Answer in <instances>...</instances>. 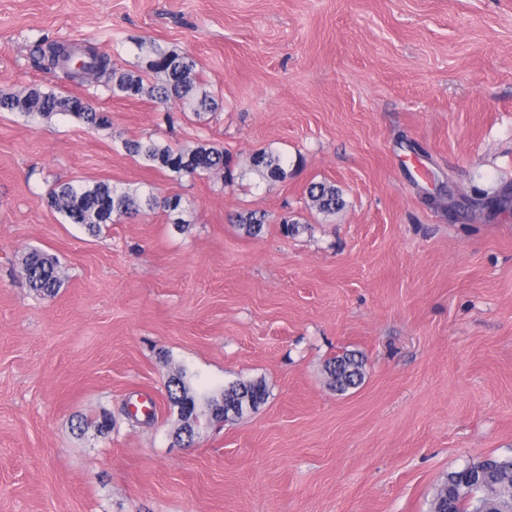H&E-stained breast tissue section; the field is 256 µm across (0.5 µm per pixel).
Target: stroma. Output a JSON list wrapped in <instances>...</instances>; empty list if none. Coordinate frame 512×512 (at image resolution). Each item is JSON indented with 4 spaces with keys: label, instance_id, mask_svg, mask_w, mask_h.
<instances>
[{
    "label": "stroma",
    "instance_id": "1",
    "mask_svg": "<svg viewBox=\"0 0 512 512\" xmlns=\"http://www.w3.org/2000/svg\"><path fill=\"white\" fill-rule=\"evenodd\" d=\"M44 37L131 71L140 39L191 54L223 107L52 77ZM37 86L111 123L0 112V512H430L449 473L512 455V0H0V95ZM136 138L224 147L240 177L148 167ZM261 149L285 180L249 170ZM72 180L180 197L189 229L158 211L89 234L45 202ZM314 182L344 208L310 210ZM346 351L365 379L341 394L324 369ZM178 369L269 397L179 444ZM147 400L155 422L129 420ZM25 278L33 290L43 295H53L61 288L62 278L57 260L47 253L34 249L23 263Z\"/></svg>",
    "mask_w": 512,
    "mask_h": 512
}]
</instances>
